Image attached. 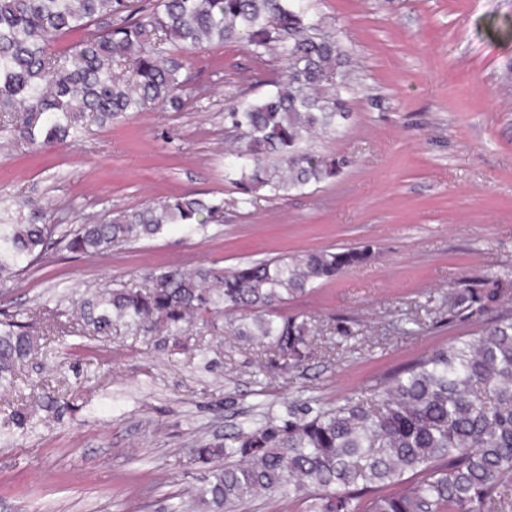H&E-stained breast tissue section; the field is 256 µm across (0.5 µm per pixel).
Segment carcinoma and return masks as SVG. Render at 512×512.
<instances>
[{"label": "carcinoma", "instance_id": "1", "mask_svg": "<svg viewBox=\"0 0 512 512\" xmlns=\"http://www.w3.org/2000/svg\"><path fill=\"white\" fill-rule=\"evenodd\" d=\"M80 39L56 49L67 35ZM213 41L241 43L259 60L285 63L273 90L224 112L239 133L225 177L252 203L266 189L283 199L336 177L343 156L305 147L334 135L348 118L347 60L307 0H0V127L31 147L85 137L101 126L155 106L182 110L186 52ZM224 201L201 193L165 197L109 211L65 231L40 209L0 211V296L51 250L94 258L172 224L204 236ZM370 248H334L224 269L165 265L145 283L102 284L78 301L81 328L182 325L217 316L236 320L237 336L262 349L266 370L294 369L315 353L314 330L288 303L342 270L363 264ZM496 296L464 278L448 289V318L482 317ZM27 326L0 320V392L15 386L35 352ZM17 409L0 421V439L27 425ZM234 446L201 443L195 497L207 512H234L259 495L305 497L308 512H512V313L481 324L381 376L369 392L334 407L297 400L288 415H266L240 428Z\"/></svg>", "mask_w": 512, "mask_h": 512}]
</instances>
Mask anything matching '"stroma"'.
I'll use <instances>...</instances> for the list:
<instances>
[{
    "instance_id": "obj_1",
    "label": "stroma",
    "mask_w": 512,
    "mask_h": 512,
    "mask_svg": "<svg viewBox=\"0 0 512 512\" xmlns=\"http://www.w3.org/2000/svg\"><path fill=\"white\" fill-rule=\"evenodd\" d=\"M352 71L349 117L313 149L349 157L336 178L288 200L261 193L240 206L224 176L235 137L224 124L237 94L267 93L276 57L258 63L240 44L188 53L182 77L195 100L105 127L78 143L38 150L0 130V208L27 201L63 227L106 211L187 192L223 198L207 236L173 229L107 254H49L0 297V314L44 330L86 288L143 283L152 268L233 267L284 254L370 246L364 265L288 305L308 316L327 354L262 373L258 349L224 319L115 327L107 339L51 335L0 393V417L31 423L0 442V512H166L188 503L198 444L233 436L294 400L333 406L385 372L472 334L475 318L442 320L449 287L469 277L512 312V0H312ZM348 329L339 335L338 326Z\"/></svg>"
}]
</instances>
